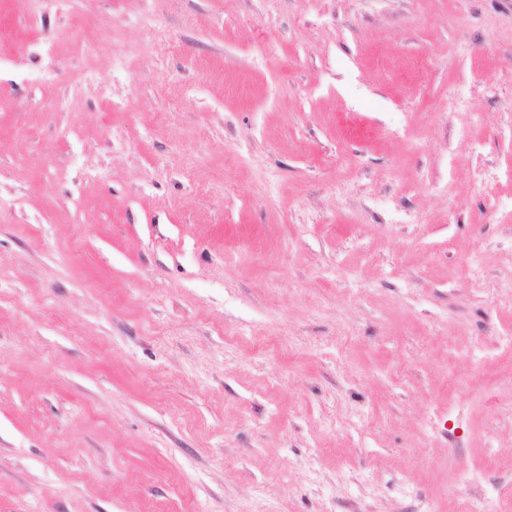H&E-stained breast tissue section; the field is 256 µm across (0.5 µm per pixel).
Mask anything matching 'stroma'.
I'll list each match as a JSON object with an SVG mask.
<instances>
[{
	"label": "stroma",
	"instance_id": "35a3bbf8",
	"mask_svg": "<svg viewBox=\"0 0 512 512\" xmlns=\"http://www.w3.org/2000/svg\"><path fill=\"white\" fill-rule=\"evenodd\" d=\"M512 512V0H0V512Z\"/></svg>",
	"mask_w": 512,
	"mask_h": 512
}]
</instances>
